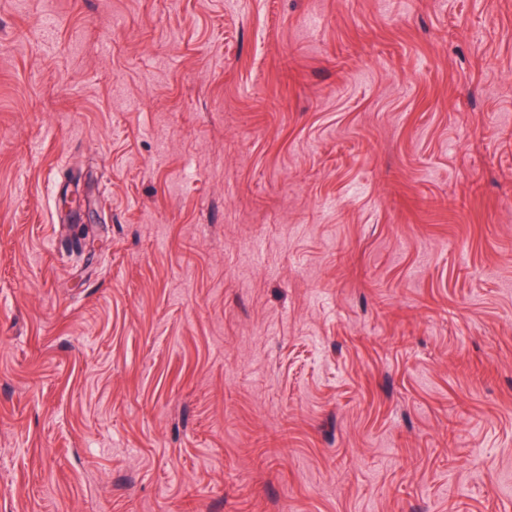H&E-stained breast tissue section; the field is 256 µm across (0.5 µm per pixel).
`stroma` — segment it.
<instances>
[{
    "mask_svg": "<svg viewBox=\"0 0 512 512\" xmlns=\"http://www.w3.org/2000/svg\"><path fill=\"white\" fill-rule=\"evenodd\" d=\"M0 512H512V0H0Z\"/></svg>",
    "mask_w": 512,
    "mask_h": 512,
    "instance_id": "35a3bbf8",
    "label": "stroma"
}]
</instances>
